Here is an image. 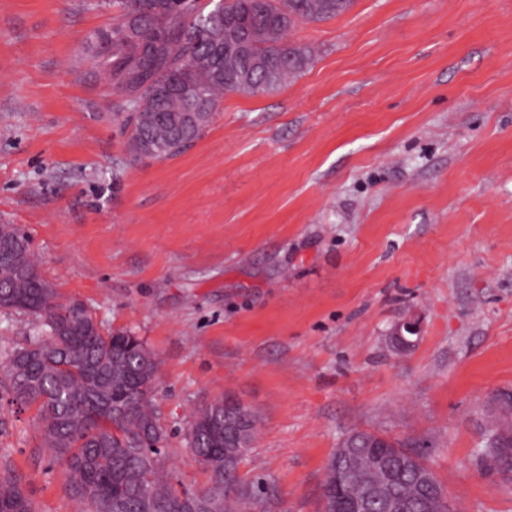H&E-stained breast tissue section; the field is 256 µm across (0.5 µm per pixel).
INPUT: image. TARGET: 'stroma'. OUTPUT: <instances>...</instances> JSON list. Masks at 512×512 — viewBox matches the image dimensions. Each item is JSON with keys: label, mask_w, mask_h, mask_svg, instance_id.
Wrapping results in <instances>:
<instances>
[{"label": "stroma", "mask_w": 512, "mask_h": 512, "mask_svg": "<svg viewBox=\"0 0 512 512\" xmlns=\"http://www.w3.org/2000/svg\"><path fill=\"white\" fill-rule=\"evenodd\" d=\"M119 18L0 0V224L158 356L174 482L207 486L188 424L232 394L260 418L243 470L283 512H320L355 429L421 452L462 512H512L476 456L512 390V0H356L298 25L300 76L226 94L186 152L136 164L87 47ZM34 417L0 397V466L35 512H76ZM409 331L412 335L408 334ZM420 333V324L416 319H406L397 323L390 331L389 340L393 347L398 351L402 352L405 350L408 344H412L413 341L407 338V335L414 336ZM407 334V335H406Z\"/></svg>", "instance_id": "1"}]
</instances>
